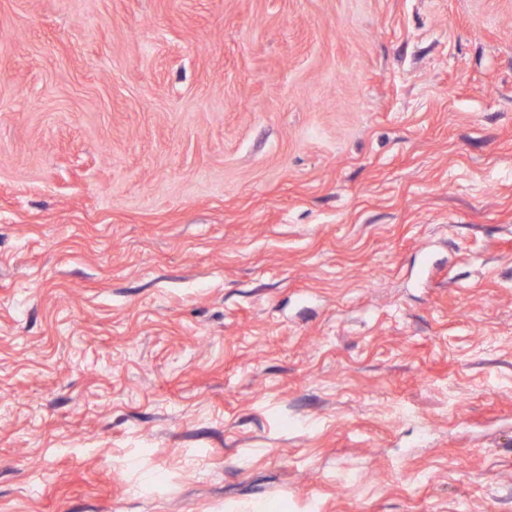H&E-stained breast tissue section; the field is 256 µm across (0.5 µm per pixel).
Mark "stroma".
I'll return each instance as SVG.
<instances>
[{"mask_svg":"<svg viewBox=\"0 0 512 512\" xmlns=\"http://www.w3.org/2000/svg\"><path fill=\"white\" fill-rule=\"evenodd\" d=\"M0 512H512V0H0Z\"/></svg>","mask_w":512,"mask_h":512,"instance_id":"35a3bbf8","label":"stroma"}]
</instances>
